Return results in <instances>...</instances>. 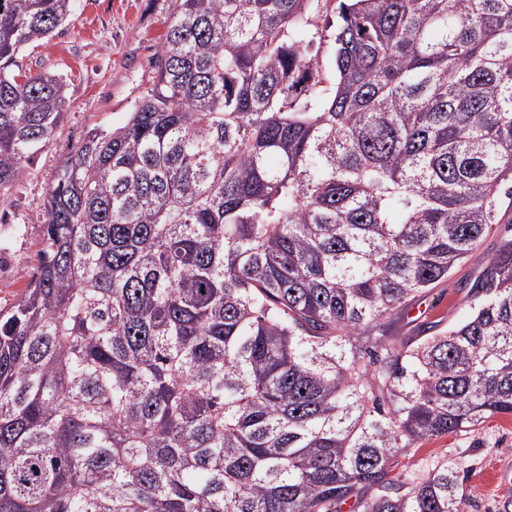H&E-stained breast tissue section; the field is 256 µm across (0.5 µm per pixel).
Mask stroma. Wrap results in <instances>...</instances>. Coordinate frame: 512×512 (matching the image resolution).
<instances>
[{
    "label": "stroma",
    "instance_id": "35a3bbf8",
    "mask_svg": "<svg viewBox=\"0 0 512 512\" xmlns=\"http://www.w3.org/2000/svg\"><path fill=\"white\" fill-rule=\"evenodd\" d=\"M175 0H74L67 20L18 57L24 69L52 72L66 82L69 105L53 140L25 164L20 178L0 191V225H8V248L0 252V306L14 303L32 280L41 248V221L47 192L58 167L89 130H112L152 85L153 58L167 30ZM506 227L496 225L455 273L414 302L393 333L418 336L422 326L439 328L465 320L470 309L463 287L472 271L496 251ZM455 464L470 495L469 512H502L512 501V418L488 419L476 429L424 442L396 460L406 472L433 461Z\"/></svg>",
    "mask_w": 512,
    "mask_h": 512
}]
</instances>
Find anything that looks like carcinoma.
I'll return each instance as SVG.
<instances>
[{"instance_id": "obj_1", "label": "carcinoma", "mask_w": 512, "mask_h": 512, "mask_svg": "<svg viewBox=\"0 0 512 512\" xmlns=\"http://www.w3.org/2000/svg\"><path fill=\"white\" fill-rule=\"evenodd\" d=\"M0 0V190L54 137ZM153 87L72 148L0 309V512H468L423 441L512 416V237L470 315L415 298L512 209V0H177Z\"/></svg>"}]
</instances>
